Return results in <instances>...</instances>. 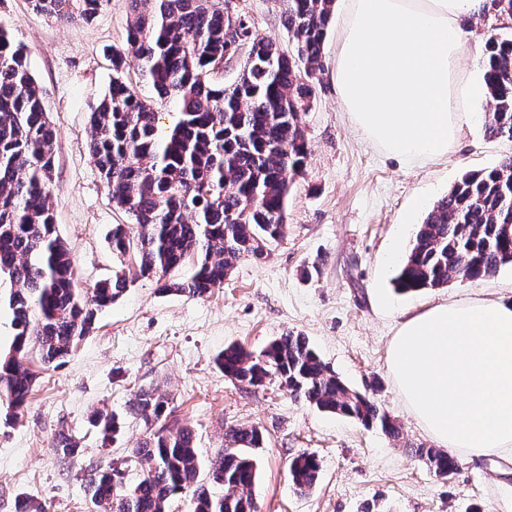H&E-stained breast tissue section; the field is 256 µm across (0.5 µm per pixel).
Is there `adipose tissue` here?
Returning <instances> with one entry per match:
<instances>
[{"mask_svg": "<svg viewBox=\"0 0 512 512\" xmlns=\"http://www.w3.org/2000/svg\"><path fill=\"white\" fill-rule=\"evenodd\" d=\"M487 0H340L330 81L363 139L412 166L461 144L477 86L460 70L463 23ZM388 366L441 447L512 455V301L438 304L407 317Z\"/></svg>", "mask_w": 512, "mask_h": 512, "instance_id": "1", "label": "adipose tissue"}]
</instances>
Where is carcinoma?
<instances>
[{
  "mask_svg": "<svg viewBox=\"0 0 512 512\" xmlns=\"http://www.w3.org/2000/svg\"><path fill=\"white\" fill-rule=\"evenodd\" d=\"M225 0H130L126 44L112 49L117 76L91 113L90 152L113 204L135 231L112 225V252L133 258L134 272H116L92 290L77 287L74 265L56 233L50 203L56 133L30 74L24 47L0 30V277L12 289L16 334L0 358V404L16 414L27 403L35 375L19 357L29 346L46 364L70 354L90 335L97 314L123 295L136 277L156 280L162 293L204 298L224 287L234 262L259 259L286 231L291 178L308 157L299 112L309 106L323 69V43L335 0H285L283 25L295 45L287 54L256 33L250 17H230ZM109 0H35V6L78 25ZM484 96L491 112L484 131L512 141V38L490 39ZM162 102L177 106V120L162 131L153 102L119 76L126 60ZM241 62L236 80H217L224 66ZM190 267L179 280L171 275ZM512 266V156L469 172L429 210L395 278L401 292L439 288L455 276L477 280ZM224 375L260 387L274 376L311 405L378 426L396 437L393 419L366 393L349 388L323 363L306 337L288 333L259 356L229 346L217 360ZM167 400L141 389L130 411L160 420ZM230 447L209 461L222 496L192 488L199 460L188 428L153 434L133 449L142 475L123 488L116 467L90 479L93 512H168L175 496L193 489V512H257L252 488L262 445L256 427L225 433ZM53 448L66 460L78 453L60 433ZM435 474L448 477L457 459L445 450L417 448ZM320 461L293 458L290 476L303 493L317 483Z\"/></svg>",
  "mask_w": 512,
  "mask_h": 512,
  "instance_id": "1",
  "label": "carcinoma"
}]
</instances>
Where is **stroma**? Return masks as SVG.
I'll use <instances>...</instances> for the list:
<instances>
[{
	"instance_id": "stroma-1",
	"label": "stroma",
	"mask_w": 512,
	"mask_h": 512,
	"mask_svg": "<svg viewBox=\"0 0 512 512\" xmlns=\"http://www.w3.org/2000/svg\"><path fill=\"white\" fill-rule=\"evenodd\" d=\"M239 8L260 36L291 50L283 0H239ZM131 19L129 0H109L79 25L35 11L29 0H0V28L24 46L57 130L52 210L84 289L122 268L108 237L129 218L113 205L89 141L90 115L114 75L112 50L123 46ZM463 29L461 68L472 74L482 67L476 47L493 35L512 36V19L489 10ZM299 123L308 162L289 186L287 232L266 259L236 261L223 288L203 299L162 293L154 279L136 278L62 363L45 365L28 349L22 363L36 374L28 402L10 418L0 408V512H15L22 498L48 512H90V475L114 465L134 486L140 465L131 451L162 428L193 431L204 463L196 482L211 486L206 461L223 452L226 431L251 426L263 436L255 451L258 512H512L511 459L462 461L442 478L416 456L433 441L408 412L387 362L405 314L472 297L512 299L510 266L408 294L392 284L432 205L465 173L512 155V141L486 137L477 112L458 151L406 166L359 136L323 73ZM288 332L306 336L351 389L373 393L398 437L294 399L274 379L240 385L215 363L228 346L256 355ZM142 388L164 395L166 419L148 425L129 414ZM99 411L118 417L114 437L93 424ZM61 432L81 448L67 461L53 448ZM304 452L318 457L321 470L314 489L301 493L289 466Z\"/></svg>"
}]
</instances>
